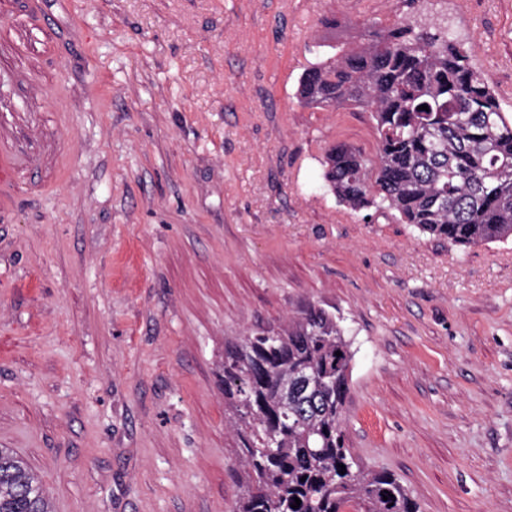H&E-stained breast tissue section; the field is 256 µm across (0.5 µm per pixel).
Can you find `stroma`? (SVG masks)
<instances>
[{
    "label": "stroma",
    "instance_id": "35a3bbf8",
    "mask_svg": "<svg viewBox=\"0 0 512 512\" xmlns=\"http://www.w3.org/2000/svg\"><path fill=\"white\" fill-rule=\"evenodd\" d=\"M403 20L512 115V0H0V448L52 512H233L224 341L310 304L352 343L356 461L512 512V242L339 203L325 152L374 122L296 98L320 44Z\"/></svg>",
    "mask_w": 512,
    "mask_h": 512
}]
</instances>
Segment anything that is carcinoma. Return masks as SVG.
Listing matches in <instances>:
<instances>
[{
    "label": "carcinoma",
    "instance_id": "1",
    "mask_svg": "<svg viewBox=\"0 0 512 512\" xmlns=\"http://www.w3.org/2000/svg\"><path fill=\"white\" fill-rule=\"evenodd\" d=\"M328 48L301 75L299 101L371 113L377 143L373 159L331 145L323 186L461 250L512 241V118L467 51L410 22ZM352 358L336 315L315 305L225 342L224 408L245 464L236 512H418L394 474L354 465L343 430ZM0 512H51L10 448H0Z\"/></svg>",
    "mask_w": 512,
    "mask_h": 512
}]
</instances>
